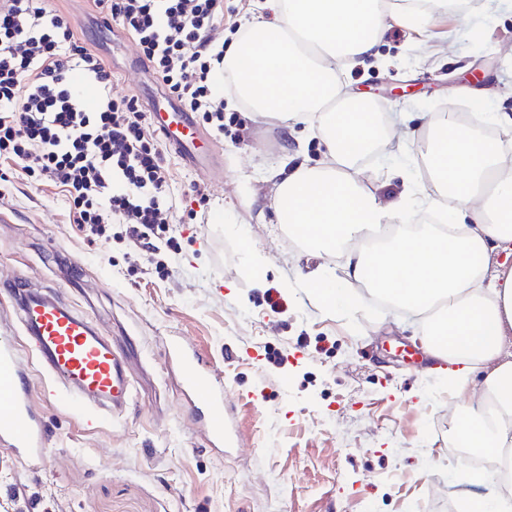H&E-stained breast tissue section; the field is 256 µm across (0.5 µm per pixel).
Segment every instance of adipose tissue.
<instances>
[{"mask_svg": "<svg viewBox=\"0 0 512 512\" xmlns=\"http://www.w3.org/2000/svg\"><path fill=\"white\" fill-rule=\"evenodd\" d=\"M269 19L248 24L224 52L235 96L250 112L289 128H316L328 153L273 171L272 208L312 251L342 255L344 279L415 315L431 355L459 364L456 377H481L496 408L462 403L457 438L471 452L512 447V267L488 273L491 254L512 256V115L499 118L495 138L477 136L454 114L429 123L426 161L432 204L442 224H422L373 247L379 228L404 220L403 200L381 202L358 176V162L377 144L372 113L350 109L355 95L340 76L376 53L389 24L422 27L448 0H265Z\"/></svg>", "mask_w": 512, "mask_h": 512, "instance_id": "adipose-tissue-1", "label": "adipose tissue"}]
</instances>
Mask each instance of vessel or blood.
<instances>
[{"mask_svg":"<svg viewBox=\"0 0 512 512\" xmlns=\"http://www.w3.org/2000/svg\"><path fill=\"white\" fill-rule=\"evenodd\" d=\"M147 103L164 144L172 147L186 165L205 168L208 159L202 149L204 134L192 113L180 111L170 98L162 100L153 95ZM7 294L14 316L0 320V447L37 462L44 454V424L31 407L30 381L18 362L14 332L29 339L39 365L57 388L92 403L88 422L125 413L131 401V376L125 355L67 305L27 287L8 289ZM167 352L182 370L187 395L207 418L209 443L223 447L222 385L188 359L178 341H170Z\"/></svg>","mask_w":512,"mask_h":512,"instance_id":"b4317fda","label":"vessel or blood"}]
</instances>
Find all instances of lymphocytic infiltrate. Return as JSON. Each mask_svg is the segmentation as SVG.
<instances>
[{
	"label": "lymphocytic infiltrate",
	"mask_w": 512,
	"mask_h": 512,
	"mask_svg": "<svg viewBox=\"0 0 512 512\" xmlns=\"http://www.w3.org/2000/svg\"><path fill=\"white\" fill-rule=\"evenodd\" d=\"M104 29L119 27L185 111L223 129L224 101L211 77L224 71V41L211 31L224 0H91ZM80 74L97 86L95 108L74 90ZM112 68L77 44L68 17L47 0H0V160L62 187L75 223L98 235L108 218L126 237L147 240L173 209L160 138L136 95L112 94Z\"/></svg>",
	"instance_id": "lymphocytic-infiltrate-1"
}]
</instances>
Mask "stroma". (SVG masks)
Segmentation results:
<instances>
[{"label": "stroma", "instance_id": "obj_1", "mask_svg": "<svg viewBox=\"0 0 512 512\" xmlns=\"http://www.w3.org/2000/svg\"><path fill=\"white\" fill-rule=\"evenodd\" d=\"M262 2L224 0L216 35L235 41ZM48 5L111 63L114 96L160 90L125 34L99 30L89 0ZM377 52L343 76L384 116L360 175L383 200L406 197L407 219L422 224L425 137L400 141L402 123L424 127L455 107L480 131L484 118L512 113V0H471L419 34L392 27ZM223 94V132L202 128L214 169L166 155L174 195L200 184L205 206L167 212L146 247L121 224L90 234L59 187L0 163V289L22 280L51 292L125 354L134 378L124 416L86 429L82 404L48 401L50 379L14 334L48 452L31 466L0 449V512H464L472 475L448 427L462 396L449 366L427 355L421 319L372 305L357 282L345 301L315 303L312 277L338 281L341 256L309 252L261 212L269 172L321 160L325 145ZM173 338L224 384L223 451L182 392Z\"/></svg>", "mask_w": 512, "mask_h": 512}]
</instances>
